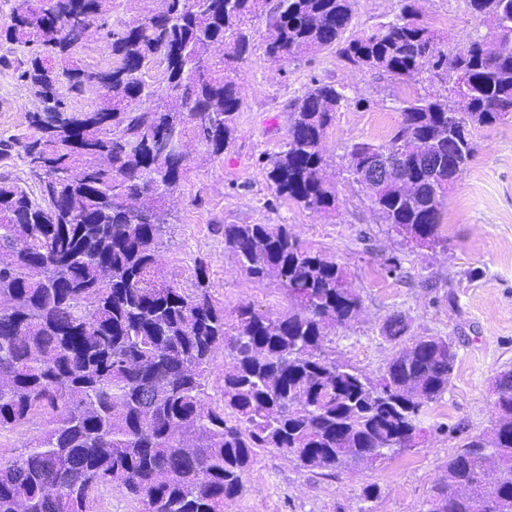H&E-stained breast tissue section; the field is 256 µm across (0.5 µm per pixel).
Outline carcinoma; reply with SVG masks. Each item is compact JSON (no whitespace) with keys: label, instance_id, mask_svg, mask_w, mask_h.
<instances>
[{"label":"carcinoma","instance_id":"cac0c4a2","mask_svg":"<svg viewBox=\"0 0 512 512\" xmlns=\"http://www.w3.org/2000/svg\"><path fill=\"white\" fill-rule=\"evenodd\" d=\"M150 18L128 22L115 0H15L0 42L23 55L17 80L44 105L28 113L20 142L33 188L0 174V431L38 418L15 455L0 454V512H95L117 487L144 512H224L238 496L259 448L307 469H353L412 446L422 409L448 389L456 359L439 336L406 337L401 316L385 337L406 342L373 381L330 357L324 343L361 303L343 267L303 249L286 224H226L224 245L239 269L279 279L291 307L276 316L241 304L231 319L210 292L207 266L195 288L161 263L166 198L187 171L193 142L224 154L241 105L232 77L246 61L250 18L266 16V53L278 59L336 49L353 68L395 80L441 70L446 53L418 24L415 3L368 33L344 37L353 0H156ZM494 25L491 38L455 55L467 76L471 111L448 125L447 104L403 101L396 133L382 145L356 144L349 172L389 164L410 139L431 142L446 188L432 195L420 159L403 168L417 184L392 185L371 200L402 239L442 242L439 218L449 185L448 153L463 167L472 130L512 114V0H469ZM109 59H83L93 36ZM110 78L78 109L89 77ZM331 83L294 99L281 151L259 158L272 190L314 213L334 207L323 177L322 141L342 101ZM452 130L455 139L440 137ZM77 173L72 180L59 172ZM220 349L223 406L207 380ZM490 435L466 439L448 456L447 476L426 512H512V368L492 384ZM493 471L496 488L479 476Z\"/></svg>","mask_w":512,"mask_h":512}]
</instances>
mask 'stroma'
<instances>
[{
    "label": "stroma",
    "instance_id": "stroma-1",
    "mask_svg": "<svg viewBox=\"0 0 512 512\" xmlns=\"http://www.w3.org/2000/svg\"><path fill=\"white\" fill-rule=\"evenodd\" d=\"M402 6L403 0H354L352 28L369 31ZM416 7L420 24L448 54L491 32L467 0H416ZM249 27L251 49L234 75L242 103L232 144L221 156L193 152L185 178L168 198L165 271L189 288L196 263L204 262L211 292L225 311L249 303L281 313L290 302L278 279L259 283L238 270L224 246V227L285 224L304 248L344 267L360 297L357 317L326 339L333 358L370 377L381 375L399 348L382 333L395 315L406 319L409 335L451 341L457 358L451 383L426 407L424 432L412 448L336 471L303 468L275 449L258 450L243 493L225 501L224 512H425L449 455L466 436L490 432L491 384L512 366V119L475 129L472 157L440 216L442 245L432 250L405 244L349 174V153L358 143H386L400 122L403 100L447 97V75L425 71L409 81L394 80L351 68L332 50L275 61L265 53L264 17L253 18ZM316 80L343 86L346 94L323 140L336 203L319 214L276 198L258 163L261 154L280 150L292 119L290 101ZM33 107L13 67L0 65V138L26 133ZM394 257L402 266L396 277L387 273ZM368 485L378 488L376 497H363Z\"/></svg>",
    "mask_w": 512,
    "mask_h": 512
}]
</instances>
